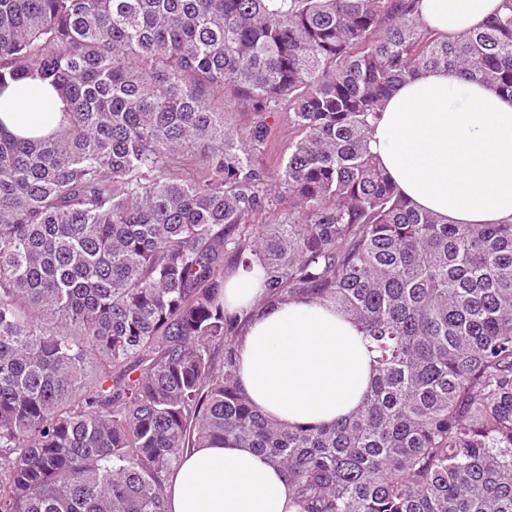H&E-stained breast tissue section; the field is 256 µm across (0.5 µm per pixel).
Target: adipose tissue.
I'll return each mask as SVG.
<instances>
[{
  "label": "adipose tissue",
  "instance_id": "obj_1",
  "mask_svg": "<svg viewBox=\"0 0 512 512\" xmlns=\"http://www.w3.org/2000/svg\"><path fill=\"white\" fill-rule=\"evenodd\" d=\"M502 0H419L435 35L482 26ZM66 107L49 84L28 77L0 89V124L16 136L52 133ZM369 147L397 190L447 224L512 223V97L443 68L420 70L387 98ZM253 275L224 281L228 314L254 309L237 343L239 380L268 417L328 424L362 402L372 375L363 334L331 306L303 299L256 309ZM169 512H295L279 467L249 448L214 444L181 461L168 485Z\"/></svg>",
  "mask_w": 512,
  "mask_h": 512
}]
</instances>
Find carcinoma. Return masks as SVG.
<instances>
[{
	"instance_id": "1",
	"label": "carcinoma",
	"mask_w": 512,
	"mask_h": 512,
	"mask_svg": "<svg viewBox=\"0 0 512 512\" xmlns=\"http://www.w3.org/2000/svg\"><path fill=\"white\" fill-rule=\"evenodd\" d=\"M503 9L443 39L416 0H0V86L66 100L47 136L0 123V512H169L214 441L281 467L297 512H512V224L441 223L368 141L421 68L512 95ZM226 259L262 304L359 326L355 412L284 427L241 392ZM268 122L273 126L272 136L266 152L257 158V163L272 172L279 160L288 154V146L297 133L288 111L274 114V117L269 118Z\"/></svg>"
}]
</instances>
